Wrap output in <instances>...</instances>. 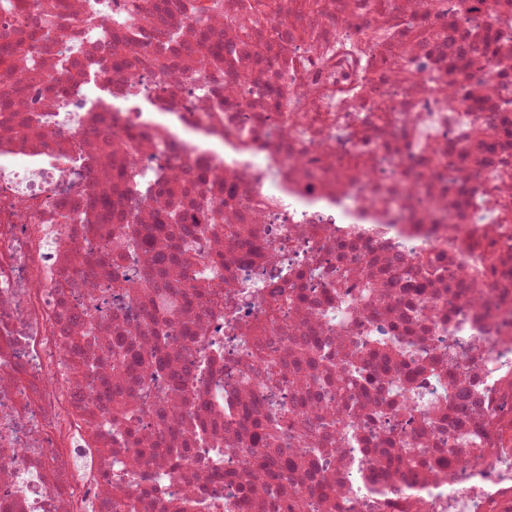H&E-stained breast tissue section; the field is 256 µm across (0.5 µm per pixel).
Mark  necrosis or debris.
<instances>
[{
    "label": "necrosis or debris",
    "mask_w": 512,
    "mask_h": 512,
    "mask_svg": "<svg viewBox=\"0 0 512 512\" xmlns=\"http://www.w3.org/2000/svg\"><path fill=\"white\" fill-rule=\"evenodd\" d=\"M4 96L0 512H512V0H0Z\"/></svg>",
    "instance_id": "obj_1"
}]
</instances>
